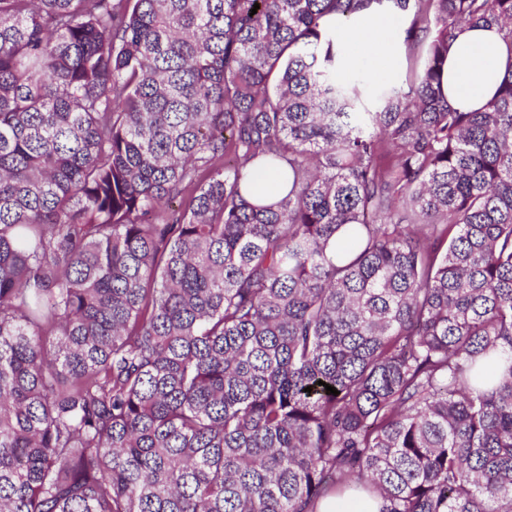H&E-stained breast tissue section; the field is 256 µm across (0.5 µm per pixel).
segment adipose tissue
<instances>
[{
    "instance_id": "1",
    "label": "adipose tissue",
    "mask_w": 512,
    "mask_h": 512,
    "mask_svg": "<svg viewBox=\"0 0 512 512\" xmlns=\"http://www.w3.org/2000/svg\"><path fill=\"white\" fill-rule=\"evenodd\" d=\"M393 24L391 11L373 6L354 25L338 28V43L349 66H358L366 58L385 65L398 59L396 45L379 38L378 33ZM512 69V43L506 42L494 28L463 26L456 33L454 45L442 77V90L450 106L472 111L480 109L494 94L498 84Z\"/></svg>"
}]
</instances>
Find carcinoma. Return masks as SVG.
I'll list each match as a JSON object with an SVG mask.
<instances>
[{
  "mask_svg": "<svg viewBox=\"0 0 512 512\" xmlns=\"http://www.w3.org/2000/svg\"><path fill=\"white\" fill-rule=\"evenodd\" d=\"M384 3L405 78L342 75ZM464 23L512 0H0V512H512V70L449 107ZM375 503L365 495L353 494L330 500L320 512H376Z\"/></svg>",
  "mask_w": 512,
  "mask_h": 512,
  "instance_id": "obj_1",
  "label": "carcinoma"
}]
</instances>
